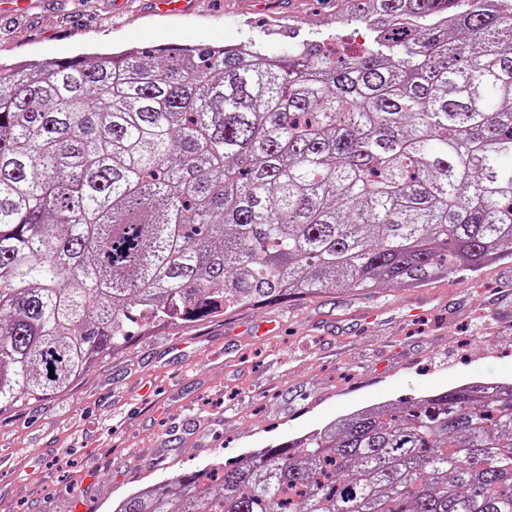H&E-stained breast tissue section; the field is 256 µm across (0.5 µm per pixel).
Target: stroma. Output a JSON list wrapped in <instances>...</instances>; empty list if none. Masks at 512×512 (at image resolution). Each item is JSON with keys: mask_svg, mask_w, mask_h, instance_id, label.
Wrapping results in <instances>:
<instances>
[{"mask_svg": "<svg viewBox=\"0 0 512 512\" xmlns=\"http://www.w3.org/2000/svg\"><path fill=\"white\" fill-rule=\"evenodd\" d=\"M0 0V64L129 46L369 39L348 0ZM512 381V256L422 288L345 289L132 336L70 390L0 415V512H111L145 484L292 442L354 410Z\"/></svg>", "mask_w": 512, "mask_h": 512, "instance_id": "obj_1", "label": "stroma"}]
</instances>
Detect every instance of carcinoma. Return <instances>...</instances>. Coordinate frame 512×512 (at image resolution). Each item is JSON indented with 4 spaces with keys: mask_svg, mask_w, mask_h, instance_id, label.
I'll return each instance as SVG.
<instances>
[{
    "mask_svg": "<svg viewBox=\"0 0 512 512\" xmlns=\"http://www.w3.org/2000/svg\"><path fill=\"white\" fill-rule=\"evenodd\" d=\"M371 33L0 65V414L130 325L512 249V0H349ZM113 512H512V383L382 403Z\"/></svg>",
    "mask_w": 512,
    "mask_h": 512,
    "instance_id": "obj_1",
    "label": "carcinoma"
}]
</instances>
